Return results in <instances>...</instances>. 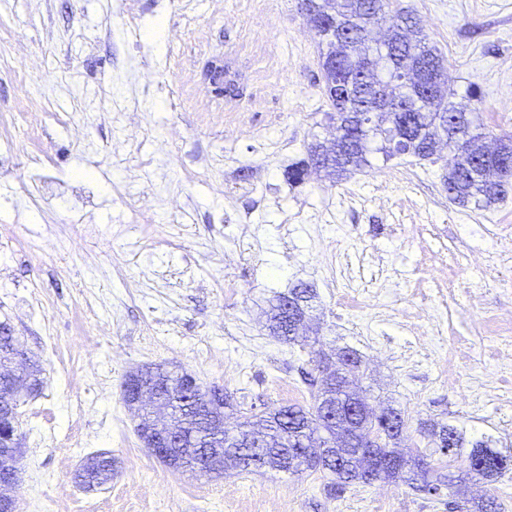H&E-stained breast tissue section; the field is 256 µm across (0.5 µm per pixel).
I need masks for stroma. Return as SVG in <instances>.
Wrapping results in <instances>:
<instances>
[{"label": "stroma", "mask_w": 512, "mask_h": 512, "mask_svg": "<svg viewBox=\"0 0 512 512\" xmlns=\"http://www.w3.org/2000/svg\"><path fill=\"white\" fill-rule=\"evenodd\" d=\"M445 60L456 106L484 98L512 132V0H393ZM320 39L296 0H0V116L64 112L0 154V322L43 367L19 403L16 512H452L506 501L512 473L459 490L399 482L331 492L305 473L180 474L138 438L122 382L169 362L272 411L311 402L318 353L350 347L376 408L435 421L512 455V367L488 317L512 320V192L448 199L445 161L374 159L339 182L284 170L329 137ZM233 86L214 93L205 70ZM141 221L124 223L129 211ZM316 291L313 342L271 336L275 293ZM116 460L84 491L86 458Z\"/></svg>", "instance_id": "obj_1"}]
</instances>
